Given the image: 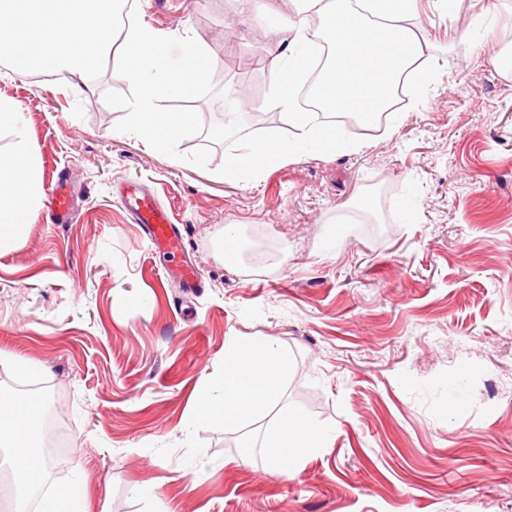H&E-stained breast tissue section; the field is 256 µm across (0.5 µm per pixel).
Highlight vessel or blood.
<instances>
[{"mask_svg": "<svg viewBox=\"0 0 512 512\" xmlns=\"http://www.w3.org/2000/svg\"><path fill=\"white\" fill-rule=\"evenodd\" d=\"M74 195L75 190L69 182L64 177H57L51 191V211L55 223H71ZM120 199L155 252L175 257L184 251L185 243L181 232L172 223L168 211L156 204L151 193L131 186L121 193Z\"/></svg>", "mask_w": 512, "mask_h": 512, "instance_id": "b4317fda", "label": "vessel or blood"}]
</instances>
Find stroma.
<instances>
[{
  "label": "stroma",
  "instance_id": "1",
  "mask_svg": "<svg viewBox=\"0 0 512 512\" xmlns=\"http://www.w3.org/2000/svg\"><path fill=\"white\" fill-rule=\"evenodd\" d=\"M417 0L432 47L426 100L405 119L344 126L356 152L304 155L257 185L117 132L111 71L74 87L0 65L41 170L26 236L0 248V392L42 384L69 432L51 489L85 488L89 512H512V16ZM261 27H229L234 0H137L152 29H186L212 60L280 50L283 0ZM81 192L50 220L58 175ZM142 183L179 224L204 279L186 301L117 198ZM262 230L279 259L222 254ZM274 343L293 369L262 417L196 419V394L231 340ZM19 358L38 372L11 367ZM291 413L328 430L292 476L265 442Z\"/></svg>",
  "mask_w": 512,
  "mask_h": 512
}]
</instances>
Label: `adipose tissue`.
Masks as SVG:
<instances>
[{
    "mask_svg": "<svg viewBox=\"0 0 512 512\" xmlns=\"http://www.w3.org/2000/svg\"><path fill=\"white\" fill-rule=\"evenodd\" d=\"M295 19H283L279 32L282 51L270 62L275 102L288 114L294 134L288 139H249L227 152L224 179L256 182L269 166L305 154L320 155L344 149L343 120L368 117L384 108L402 73H409L420 90H428L432 72L419 61L427 47L423 36L407 25L413 0H289ZM317 16L318 33L332 54L317 91L330 108L329 117L307 112L296 89L310 59L309 16ZM13 132L12 153L0 156V247L21 241L40 191V169L32 153L19 104L0 97V130ZM292 367L272 345L250 338L231 341L223 361L207 376L201 389L199 414L231 426L247 416L264 415L277 398ZM38 408L22 396H0V447L9 449V465L16 486L15 512H26L29 496L43 473L24 448L39 430ZM326 435L296 414L279 419L266 448L273 460L299 462L311 449L327 444Z\"/></svg>",
    "mask_w": 512,
    "mask_h": 512,
    "instance_id": "obj_1",
    "label": "adipose tissue"
}]
</instances>
